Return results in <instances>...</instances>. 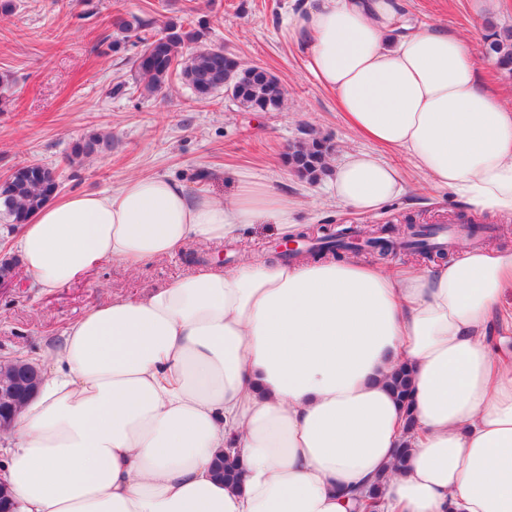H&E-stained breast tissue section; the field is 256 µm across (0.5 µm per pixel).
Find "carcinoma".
<instances>
[{
  "label": "carcinoma",
  "instance_id": "cac0c4a2",
  "mask_svg": "<svg viewBox=\"0 0 512 512\" xmlns=\"http://www.w3.org/2000/svg\"><path fill=\"white\" fill-rule=\"evenodd\" d=\"M117 28L133 33L141 49L128 59L130 71L143 95L162 90L173 76L188 86L195 98L207 101L219 92H226L247 112H279L283 109L286 92L280 80L268 70L245 66L224 53L221 47H201L205 26H185L181 21H169L159 34L150 37L138 33L137 19L119 18ZM484 51L487 58L501 71L512 75V28L502 29L489 22L485 27ZM193 47L188 55L183 49ZM111 140L93 134L76 140L71 159L99 153L110 148ZM330 146L314 138L292 146L288 166L301 179L315 182L329 171ZM60 186L55 169L33 163L13 170L5 185H0V216L7 224H21L57 194ZM30 360L18 357L0 362V427L10 425L13 414L25 402L22 382ZM390 386L399 401L409 403V374L399 369L391 376ZM216 474L224 481L239 478L235 458L223 455L217 459Z\"/></svg>",
  "mask_w": 512,
  "mask_h": 512
}]
</instances>
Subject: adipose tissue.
I'll return each mask as SVG.
<instances>
[{
    "instance_id": "ef3b65f1",
    "label": "adipose tissue",
    "mask_w": 512,
    "mask_h": 512,
    "mask_svg": "<svg viewBox=\"0 0 512 512\" xmlns=\"http://www.w3.org/2000/svg\"><path fill=\"white\" fill-rule=\"evenodd\" d=\"M399 0H301L288 35L358 136L406 154L478 213L512 217V109L482 89L459 35L411 26ZM329 192L361 214L405 192L348 155ZM296 204L259 182L230 203L166 176L54 199L6 234L33 288L95 266L137 269L256 224L297 233ZM512 246L397 271L349 255L244 260L117 295L70 322L0 431L17 512H512ZM412 372L414 430L389 378ZM411 450L394 469L395 448ZM238 457L239 483L213 479Z\"/></svg>"
}]
</instances>
